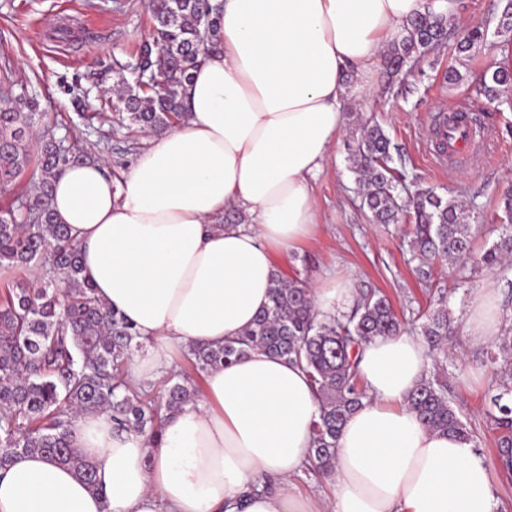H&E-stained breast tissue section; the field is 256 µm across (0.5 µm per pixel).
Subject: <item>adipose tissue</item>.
<instances>
[{"label": "adipose tissue", "mask_w": 512, "mask_h": 512, "mask_svg": "<svg viewBox=\"0 0 512 512\" xmlns=\"http://www.w3.org/2000/svg\"><path fill=\"white\" fill-rule=\"evenodd\" d=\"M220 40L183 97L186 118L148 140L121 180L71 165L50 207L83 273L144 344L135 383L170 373L190 346L241 336L269 302L274 256L319 219L312 178L344 125L349 74L365 75L409 18L448 0H222ZM246 221L228 224L227 210ZM500 299L470 302L462 333L485 345ZM421 337L363 344L367 390L336 443L330 499L302 494L319 403L297 364L255 349L209 369L194 402L167 415L157 441L82 413L74 446L90 491L68 465L32 455L0 470V512H498L473 441L428 431L407 398L431 361Z\"/></svg>", "instance_id": "ef3b65f1"}]
</instances>
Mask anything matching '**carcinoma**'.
Segmentation results:
<instances>
[{
    "mask_svg": "<svg viewBox=\"0 0 512 512\" xmlns=\"http://www.w3.org/2000/svg\"><path fill=\"white\" fill-rule=\"evenodd\" d=\"M153 35L139 43L135 62L115 61L117 85L124 102L121 121L159 133L186 117L181 89L216 37L210 15L219 5L209 0H146ZM447 16L427 12L410 19L388 46L383 66L388 83L448 40ZM484 41L472 28L459 35L456 52L470 58ZM486 90L497 93L512 85V68L485 73ZM42 114L18 96L0 107V187L27 181L14 203L0 207V267L15 272L0 295V469L25 455L40 454L70 465L85 484L98 490L92 467L73 446V419L80 413L107 412L117 430H134L153 440L162 428L163 412L174 413L199 392L194 374L231 364L250 350L260 349L304 368L320 402L313 426L310 467L326 474L335 466L336 441L347 419L366 397L352 350L361 342L405 330L391 301L373 294L348 315H321L314 310L311 291L299 278L275 277L269 304L252 326L220 347L196 346L186 367L153 394L131 386L128 365L143 348L135 325L105 307L82 276L78 249L67 228L55 222L49 206L53 184L68 166L92 159L64 148ZM41 131H36V128ZM352 170L363 205L374 224L412 220L409 247L417 271L428 275L434 261L470 257V224L462 204L431 190L404 199L390 167L391 140L377 124L364 125L351 148ZM507 223L499 241L481 255L488 269L512 253V195L504 199ZM48 267L43 285L25 279L33 265ZM431 362L448 360L454 326L448 299L439 294L437 307L420 327ZM491 363L503 359L499 386L490 396L495 412L492 428L499 432L498 458L512 476V336L489 345ZM408 406L427 430L474 437L473 429L448 397L446 384L425 376L411 391Z\"/></svg>",
    "mask_w": 512,
    "mask_h": 512,
    "instance_id": "cac0c4a2",
    "label": "carcinoma"
}]
</instances>
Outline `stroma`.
<instances>
[{
	"label": "stroma",
	"mask_w": 512,
	"mask_h": 512,
	"mask_svg": "<svg viewBox=\"0 0 512 512\" xmlns=\"http://www.w3.org/2000/svg\"><path fill=\"white\" fill-rule=\"evenodd\" d=\"M448 24L456 31L479 27L485 43L472 59L459 61L450 45L438 47L413 67L405 85L387 86L375 67L347 86L344 128L313 186L321 218L314 235L296 250L277 255L284 277L308 286L330 279L350 281L356 294L387 295L402 318L415 320L429 305L428 289L448 292L455 326H462L469 300L478 290L498 291L504 327L512 326V266L489 270L476 263L433 264L422 279L411 259L408 228L370 223L351 170L349 142L359 122L379 123L395 147L394 166L409 190H455L469 212L472 249L481 254L498 241L504 218V194L512 189V87L485 94L484 70L512 66V32L499 29L507 0H449ZM144 0H0V106L16 95L34 101L43 122L68 148L95 154L109 173L126 172L145 136L119 123L87 126L84 114L108 103L115 85L116 61H129L138 43L152 32ZM463 79L444 81L448 67ZM82 108H75V101ZM469 101L484 127L485 147L465 166L441 164L433 130L442 113ZM462 360L448 361V386L465 420L476 433V446L489 462L499 489V512H512V476L497 463L488 429L487 394L494 389L485 349L457 337Z\"/></svg>",
	"instance_id": "1"
}]
</instances>
